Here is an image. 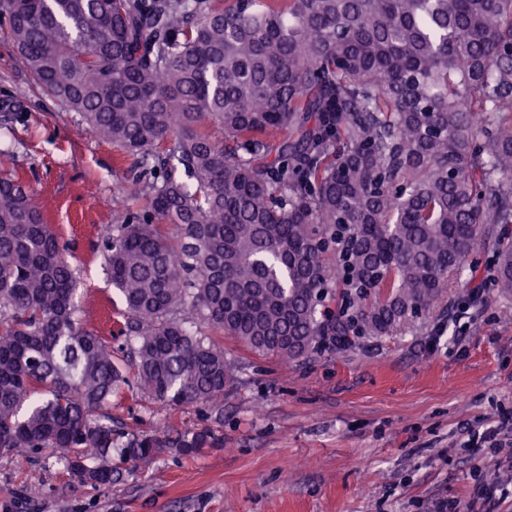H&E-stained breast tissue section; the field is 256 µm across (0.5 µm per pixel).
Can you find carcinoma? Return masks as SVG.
<instances>
[{"label":"carcinoma","mask_w":512,"mask_h":512,"mask_svg":"<svg viewBox=\"0 0 512 512\" xmlns=\"http://www.w3.org/2000/svg\"><path fill=\"white\" fill-rule=\"evenodd\" d=\"M0 22L118 166L140 156L145 193L103 240L130 380L0 178V449L110 485L114 452L141 469L215 447L112 438L132 384L223 406L232 367L194 319L295 360L512 294V0H0Z\"/></svg>","instance_id":"1"}]
</instances>
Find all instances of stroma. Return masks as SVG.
<instances>
[{
    "label": "stroma",
    "instance_id": "1",
    "mask_svg": "<svg viewBox=\"0 0 512 512\" xmlns=\"http://www.w3.org/2000/svg\"><path fill=\"white\" fill-rule=\"evenodd\" d=\"M119 153L34 81L0 28V177L22 176L78 280L84 324L125 361L131 340L102 249L103 228L140 205L113 190ZM213 339L234 373L221 410L128 392L112 401V426L172 438L207 428L218 447L166 449L106 486L49 452L0 450V512H481L483 485L512 484V455L481 440L512 413V296L490 289L456 321L297 360Z\"/></svg>",
    "mask_w": 512,
    "mask_h": 512
}]
</instances>
